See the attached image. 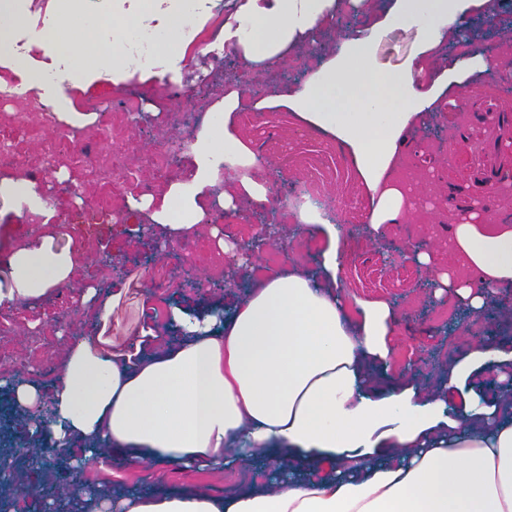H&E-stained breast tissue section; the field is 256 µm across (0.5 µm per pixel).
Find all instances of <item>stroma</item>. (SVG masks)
Masks as SVG:
<instances>
[{
  "label": "stroma",
  "mask_w": 512,
  "mask_h": 512,
  "mask_svg": "<svg viewBox=\"0 0 512 512\" xmlns=\"http://www.w3.org/2000/svg\"><path fill=\"white\" fill-rule=\"evenodd\" d=\"M501 23L496 31L487 32L479 17H472L473 46L480 53L512 58V0H499ZM417 48L414 30H394L381 36L375 46L378 63L385 67L404 65ZM233 62L244 91V103L234 115V127L252 151H259L267 138L288 145L287 159L272 157L273 165L295 177L313 173L320 176L335 196L345 202L346 218L341 246L347 262L342 273L344 291L349 298L384 300L394 305L400 318V332L393 338L396 364L405 369L413 384L435 388L447 378L449 365L458 357L488 343L512 342V292L502 291L492 309L466 324L463 302L454 296L436 300L429 291L420 289V282L431 281L425 268L408 262H386L384 252L394 243L424 242L439 254L448 252V228L439 219L449 207H463L475 195L473 186L474 146L487 149V163L496 166L512 161V134L489 135L481 115L492 109L506 108L507 94L489 77L473 73L467 83L451 89L442 99L443 109L427 113L415 132L417 147L411 158L419 167L428 169L439 146L429 139L431 131H443L449 138L446 146L454 157L450 168L436 173L429 184V210L415 213L404 223L389 225L383 234L367 236L360 230L369 209L368 193L360 182L349 153L335 148L327 155L322 147L329 139L321 132L303 125L288 107L278 104L277 96L290 84H301L306 73L302 70H282L276 83L257 87L253 80L262 76L260 67L250 66L241 57ZM224 67L223 56L210 57L206 63V82L195 81L193 73H184L181 85L188 88L185 98L173 97L164 84H153L151 94H141L139 81L126 87L109 85L74 90L78 110L87 104H109L113 112L126 111L129 97H137V112L130 114L128 127L120 148L101 139L96 124L84 126L85 141L65 140L67 126L52 127L43 123L41 110L25 107L19 102L0 99V147L16 149L18 162L8 169L11 177L34 178L32 163L45 142L61 138L60 157L54 173L36 178L48 206L57 208L64 233L81 252L69 287L57 289L54 298H40L10 307H0L9 328L0 335V348L7 357H0V378L24 376L38 383L44 399H52L55 383L62 375L60 365L72 337H101L111 348L122 349L139 338L152 307L166 304L186 309H204L215 303L230 306L249 289L250 268L238 267L237 286L203 297L189 288L177 287L172 279L158 280L156 271L173 261L193 269L203 281H214L223 272L221 249L217 238L208 228L190 230L185 239L169 254H161L158 246L168 236L166 227L148 223L145 213L129 208L127 201L135 193L160 194L173 181L185 178L192 169V157L182 152L177 168L166 171L143 163L160 138L190 140L213 104L221 99L227 83L219 72ZM468 98L471 121L462 134H455L457 111L455 101ZM127 112V111H126ZM118 153L120 161L138 168L140 190H132L118 180L101 178L89 166L88 155L100 157ZM280 227L278 234L281 263L298 261L302 271L318 274L321 252L326 239L319 234L299 233L292 224L274 214ZM29 215H16L9 204L0 200V284L8 282L4 262L5 249L25 243L32 235ZM149 224V223H148ZM107 255L112 266L121 268L123 278L113 281L102 277L105 265L100 255ZM95 289L96 300L85 297L87 289ZM111 300L112 320L101 324L96 316V301ZM43 477L59 481L69 478L73 488L87 483H102L114 492L130 494L141 487L147 472L113 458L111 472H104L88 463L73 470L60 457L45 460L39 467ZM269 467L258 463L246 471L229 473L217 468L165 469L164 489L204 487L216 495H224L252 483L267 480Z\"/></svg>",
  "instance_id": "1"
}]
</instances>
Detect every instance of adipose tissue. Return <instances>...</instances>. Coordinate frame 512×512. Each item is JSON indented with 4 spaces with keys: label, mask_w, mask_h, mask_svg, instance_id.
<instances>
[{
    "label": "adipose tissue",
    "mask_w": 512,
    "mask_h": 512,
    "mask_svg": "<svg viewBox=\"0 0 512 512\" xmlns=\"http://www.w3.org/2000/svg\"><path fill=\"white\" fill-rule=\"evenodd\" d=\"M335 11L336 0H233L212 48L230 46L245 62L269 67L289 49L315 45ZM474 11L493 15L492 0H390L379 17L343 35L303 86L278 97L348 150L370 197L373 231L407 219L404 194L392 183L407 135L447 88L468 78L453 63L424 90L415 73L458 41ZM210 20L209 0H47L42 10L34 0H0V84L15 75L59 121L85 124L92 117L75 107L74 88L178 77L194 62L181 31L201 32ZM25 21L31 28L19 51L13 33ZM407 28L416 32V55L401 69L379 67V36ZM139 31L157 34L150 50L134 40ZM241 104L235 90L216 102L190 146L188 177L162 196L131 200V208L176 238L205 221L211 201L228 209L245 197L271 204L256 177L262 161L233 130ZM234 165L249 175H224ZM0 197L44 220L55 216L34 182L1 179ZM300 219L329 241L320 276L292 265L257 277L230 309L167 307V322L182 333L175 343L151 324L125 350L75 340L53 394L57 421L28 424L30 440L77 450L104 470L117 454L130 465L228 472L274 459L285 473L223 496L162 491L148 481L136 494L101 500L93 512H512V348L461 357L440 390L402 382L394 370L396 310L348 299L342 226L308 207ZM451 238L449 256L474 279L444 270L432 251L416 260L434 273L438 291L454 287L472 310H484L512 288V223L488 216L455 224ZM76 263V250L56 234L34 237L8 257L0 307L67 285ZM483 373L499 382L487 402L464 390ZM453 389L463 393L459 418L448 414Z\"/></svg>",
    "instance_id": "ef3b65f1"
}]
</instances>
